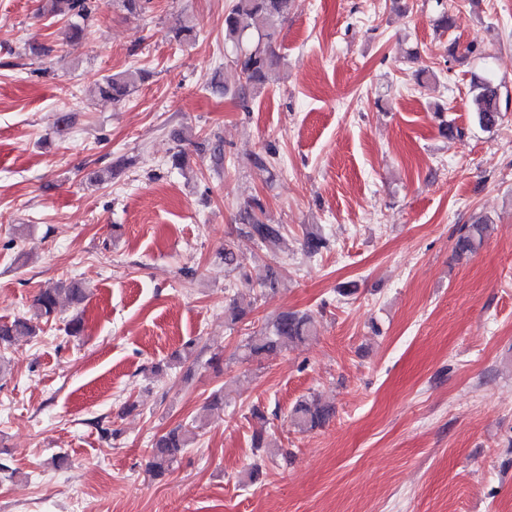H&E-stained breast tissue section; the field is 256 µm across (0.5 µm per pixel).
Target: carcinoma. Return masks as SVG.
<instances>
[{"label":"carcinoma","mask_w":512,"mask_h":512,"mask_svg":"<svg viewBox=\"0 0 512 512\" xmlns=\"http://www.w3.org/2000/svg\"><path fill=\"white\" fill-rule=\"evenodd\" d=\"M49 13L54 17L70 20L67 35L75 39L83 35L84 29L76 20L87 19L94 10L93 0H49ZM294 7V0H234L231 9L224 15V42L236 48L247 41L254 44L238 52L231 60V69L238 78L237 92L241 95L260 93L266 86L269 74L281 63L276 51L278 27L288 18ZM145 74L135 68L105 77L98 84L101 97L115 103L124 101L131 92L144 82ZM473 112L477 114L481 127L493 128L502 112L501 84L485 79L476 87L472 99ZM261 209L253 202L247 211V234L261 246L275 251L282 237V226L266 224L257 215ZM489 225L482 221L467 224L458 237L456 249L463 257L474 252L487 235ZM79 304L85 298V291L78 282H58L41 289L35 296L33 318H50L54 315L61 297ZM316 333V321L306 312L283 311L279 313L260 336H254L247 344L249 355L260 357L280 351L290 345L301 344ZM36 334L32 318H17L12 322L0 323V345H7L17 336ZM331 416V409L314 400L302 399L292 408L291 418L304 431L322 427ZM199 425L193 419L185 425H178L159 436L149 452L148 472L160 477L169 471L185 449L194 445Z\"/></svg>","instance_id":"carcinoma-1"}]
</instances>
